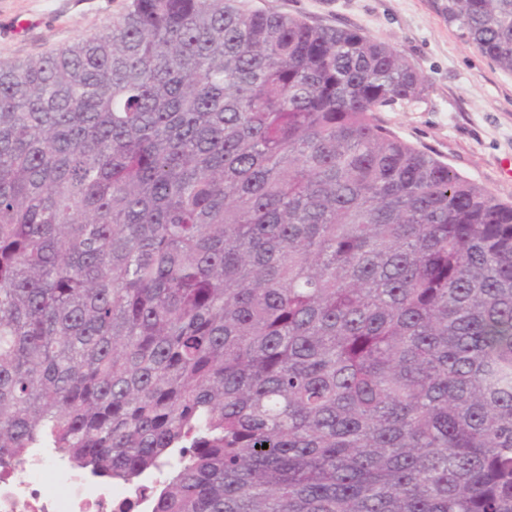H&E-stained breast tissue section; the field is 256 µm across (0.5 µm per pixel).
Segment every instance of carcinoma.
Returning a JSON list of instances; mask_svg holds the SVG:
<instances>
[{"label": "carcinoma", "instance_id": "carcinoma-1", "mask_svg": "<svg viewBox=\"0 0 512 512\" xmlns=\"http://www.w3.org/2000/svg\"><path fill=\"white\" fill-rule=\"evenodd\" d=\"M441 10L512 72V0ZM424 90L238 0L0 63V461L165 467L152 512H512V205L383 124Z\"/></svg>", "mask_w": 512, "mask_h": 512}]
</instances>
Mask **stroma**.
<instances>
[{"label":"stroma","mask_w":512,"mask_h":512,"mask_svg":"<svg viewBox=\"0 0 512 512\" xmlns=\"http://www.w3.org/2000/svg\"><path fill=\"white\" fill-rule=\"evenodd\" d=\"M310 23L356 29L402 52L421 72L417 102L382 113L385 126L512 204V72L449 24L439 0H239ZM130 0H0V62L35 58L102 30Z\"/></svg>","instance_id":"obj_1"}]
</instances>
